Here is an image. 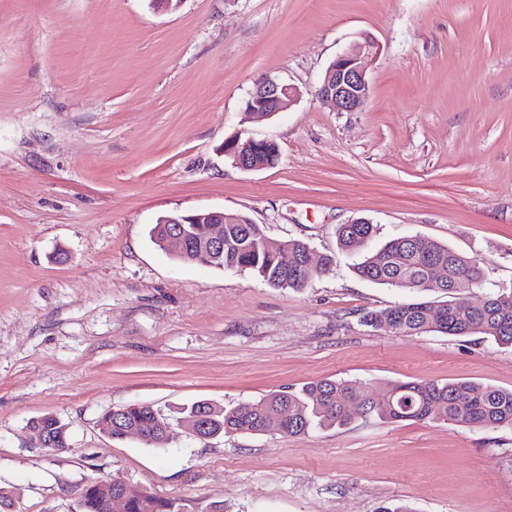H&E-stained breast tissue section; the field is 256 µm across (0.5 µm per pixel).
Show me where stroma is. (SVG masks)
<instances>
[{
  "label": "stroma",
  "mask_w": 512,
  "mask_h": 512,
  "mask_svg": "<svg viewBox=\"0 0 512 512\" xmlns=\"http://www.w3.org/2000/svg\"><path fill=\"white\" fill-rule=\"evenodd\" d=\"M381 52L359 112L314 96L336 55ZM262 76L301 95L269 119ZM275 141L245 172L225 139ZM242 214L269 239L335 256L304 288L174 260L158 217ZM372 248L418 235L512 288V0H0V487L16 512H79L104 478L180 512H512V430L441 419L292 437L270 428L164 445L97 426L138 403L231 408L320 379L380 397L391 381L512 388V348L400 336L368 312L417 299L365 281L339 225ZM54 416L68 447L34 446Z\"/></svg>",
  "instance_id": "obj_1"
}]
</instances>
